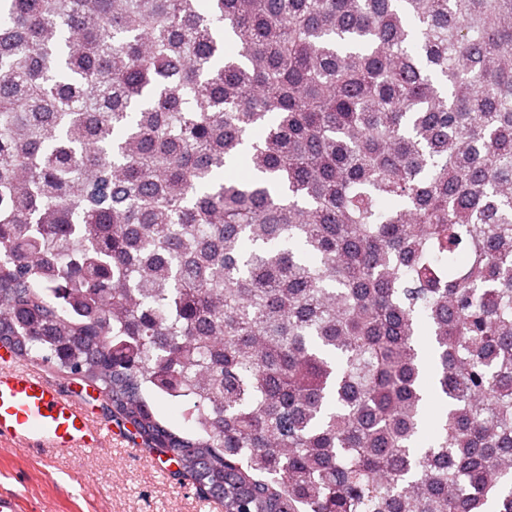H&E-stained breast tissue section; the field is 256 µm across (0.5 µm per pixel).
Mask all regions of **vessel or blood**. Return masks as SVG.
<instances>
[{
	"instance_id": "vessel-or-blood-1",
	"label": "vessel or blood",
	"mask_w": 512,
	"mask_h": 512,
	"mask_svg": "<svg viewBox=\"0 0 512 512\" xmlns=\"http://www.w3.org/2000/svg\"><path fill=\"white\" fill-rule=\"evenodd\" d=\"M112 435L77 401L63 396L38 367L0 363V445L25 451L47 448L64 456L94 450Z\"/></svg>"
}]
</instances>
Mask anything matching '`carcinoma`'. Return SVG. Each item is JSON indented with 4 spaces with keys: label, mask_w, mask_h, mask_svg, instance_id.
Masks as SVG:
<instances>
[{
    "label": "carcinoma",
    "mask_w": 512,
    "mask_h": 512,
    "mask_svg": "<svg viewBox=\"0 0 512 512\" xmlns=\"http://www.w3.org/2000/svg\"><path fill=\"white\" fill-rule=\"evenodd\" d=\"M2 296L224 512H512V0H0Z\"/></svg>",
    "instance_id": "1"
}]
</instances>
